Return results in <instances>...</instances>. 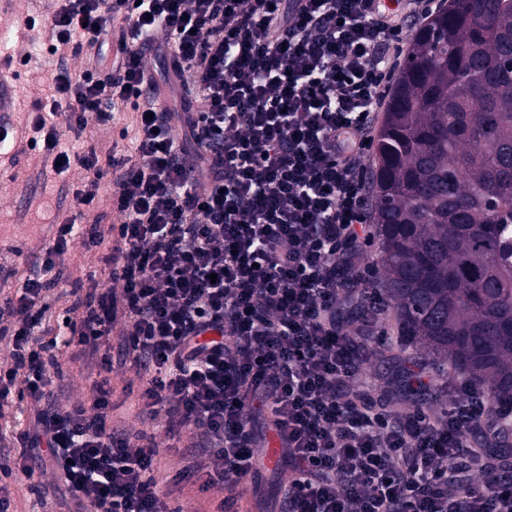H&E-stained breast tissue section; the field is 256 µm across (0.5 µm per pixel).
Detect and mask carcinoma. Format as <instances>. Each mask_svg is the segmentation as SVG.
Wrapping results in <instances>:
<instances>
[{
  "instance_id": "1",
  "label": "carcinoma",
  "mask_w": 512,
  "mask_h": 512,
  "mask_svg": "<svg viewBox=\"0 0 512 512\" xmlns=\"http://www.w3.org/2000/svg\"><path fill=\"white\" fill-rule=\"evenodd\" d=\"M386 301L407 341L512 411V0H448L410 41L374 148ZM472 441L507 464L512 426Z\"/></svg>"
}]
</instances>
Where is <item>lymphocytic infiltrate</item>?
Instances as JSON below:
<instances>
[{
    "mask_svg": "<svg viewBox=\"0 0 512 512\" xmlns=\"http://www.w3.org/2000/svg\"><path fill=\"white\" fill-rule=\"evenodd\" d=\"M435 0H55L50 53L85 40L79 76L59 68L30 148L79 165L77 208L113 189L117 222L90 237L58 226L36 267H10L21 294L0 297V512L11 481L76 512H198L170 507L159 450L185 441L173 484L220 492L233 512L254 485L268 434L286 444L279 512H512L500 466L469 444L484 392L442 414L410 365L404 384L366 368L371 209L365 162L395 55ZM150 37L187 87L180 107L144 95L155 69L128 46ZM121 147L71 156L63 135L114 122ZM101 249L105 287L69 311V362L90 380L62 403L42 326L74 243ZM121 357L113 359L112 345ZM138 392L140 431L112 424L113 378ZM20 403L26 423L6 424Z\"/></svg>",
    "mask_w": 512,
    "mask_h": 512,
    "instance_id": "obj_1",
    "label": "lymphocytic infiltrate"
}]
</instances>
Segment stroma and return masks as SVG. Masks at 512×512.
I'll return each instance as SVG.
<instances>
[{"label": "stroma", "instance_id": "obj_1", "mask_svg": "<svg viewBox=\"0 0 512 512\" xmlns=\"http://www.w3.org/2000/svg\"><path fill=\"white\" fill-rule=\"evenodd\" d=\"M45 12L44 0H11L8 12L0 18V58L29 59L28 65L19 68L14 84L11 123L17 139L15 153L0 157V250L17 248L16 262L22 269L55 236L58 224L72 216L70 189L85 177L76 165L68 172L55 174L50 161L26 145L31 117L39 105L49 100L50 84L59 66L67 65L75 75L84 64L80 55L68 57L63 63L49 55L45 28L24 29L28 16ZM63 266L70 278L51 291L46 320L52 335L62 339L67 336L63 319L73 301L68 294L73 279H81L87 289L105 280L98 253L78 245L64 256Z\"/></svg>", "mask_w": 512, "mask_h": 512}]
</instances>
